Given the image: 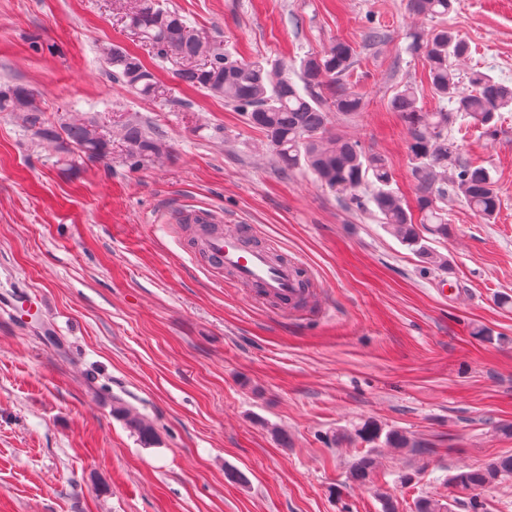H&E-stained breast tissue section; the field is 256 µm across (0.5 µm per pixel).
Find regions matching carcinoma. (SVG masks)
<instances>
[{
  "mask_svg": "<svg viewBox=\"0 0 512 512\" xmlns=\"http://www.w3.org/2000/svg\"><path fill=\"white\" fill-rule=\"evenodd\" d=\"M125 26L155 51L162 61L177 64L175 77L192 89L224 101L263 136V145L279 162V169L306 170L346 204L373 206L385 230L410 248L420 261L435 269H449L448 257L431 242L446 241L453 233L445 204L448 193L461 198L484 220L496 215L500 198L489 170L464 157L452 135V127L466 120L497 133L501 111L512 108V86L473 71L463 78L454 61L470 54V45L447 25L434 26L416 36L411 51L424 59L430 91L441 106L423 108L416 87L401 86L390 100L393 111L408 126L411 176L415 183L416 209L392 188L394 176L384 158L351 137L330 129L331 111L349 115L362 108V99L350 91L345 77L353 67L354 50L337 42L321 54H307L300 62L297 80L288 74V63L240 58L202 36L180 11L163 0H115ZM460 0H407L415 15L444 20ZM112 78L144 100L163 98L169 88L138 54L118 46L102 49ZM469 87H464V84ZM37 93L22 84L0 88V112H19L26 126L44 139L60 140L79 157L103 160L112 154V137L121 142L135 164L158 159L171 151L162 132L137 118L127 120L111 135L93 121L61 122L47 126ZM115 412L124 418L145 444L153 443V427L132 413L121 400ZM355 436L369 443L404 449L420 457L432 454L430 445L407 433L387 432L373 420L364 421ZM376 460L371 452L349 465L347 480L361 485L373 482ZM512 477V455L496 456L459 470L449 484L467 495L469 512H486L479 491ZM415 512H449L432 496L421 495Z\"/></svg>",
  "mask_w": 512,
  "mask_h": 512,
  "instance_id": "1",
  "label": "carcinoma"
}]
</instances>
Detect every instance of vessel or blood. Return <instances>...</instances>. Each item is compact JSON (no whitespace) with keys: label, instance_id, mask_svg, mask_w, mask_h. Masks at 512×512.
<instances>
[{"label":"vessel or blood","instance_id":"obj_1","mask_svg":"<svg viewBox=\"0 0 512 512\" xmlns=\"http://www.w3.org/2000/svg\"><path fill=\"white\" fill-rule=\"evenodd\" d=\"M210 262L215 268L233 273L242 283L273 302L296 303L299 297L297 264L272 259L267 248L249 247L238 233H216L204 242Z\"/></svg>","mask_w":512,"mask_h":512}]
</instances>
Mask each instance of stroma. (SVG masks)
Segmentation results:
<instances>
[{
  "label": "stroma",
  "mask_w": 512,
  "mask_h": 512,
  "mask_svg": "<svg viewBox=\"0 0 512 512\" xmlns=\"http://www.w3.org/2000/svg\"><path fill=\"white\" fill-rule=\"evenodd\" d=\"M167 2L224 49L293 73L306 54L351 44L346 83L364 106L332 129L381 155L414 200L389 101L407 83L427 109L437 101L410 50L432 23L406 0ZM446 23L471 45L459 72L512 85V0H462ZM371 25L381 42L366 41ZM104 44L151 57L112 0H0V85L38 92L49 124L107 131L139 116L172 145L136 168L117 148L74 168L0 112V512H381V491L399 512L421 495L468 512L449 476L512 455V306L500 303L512 296V111L496 137L453 131L501 206L487 222L449 197L445 273L312 174L278 176L261 134L177 84L171 63L167 97H136L109 76ZM198 211L311 273L315 302L286 317L211 269L179 222ZM39 298L44 310L16 316ZM117 397L154 443L113 415ZM366 420L431 443L430 463L353 438ZM371 449L373 483H348Z\"/></svg>",
  "instance_id": "obj_1"
}]
</instances>
